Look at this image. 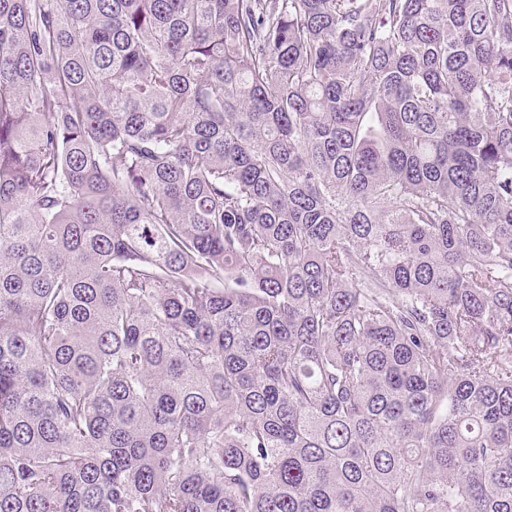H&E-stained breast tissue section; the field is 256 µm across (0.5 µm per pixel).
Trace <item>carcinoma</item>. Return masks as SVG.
I'll return each mask as SVG.
<instances>
[{
	"label": "carcinoma",
	"instance_id": "carcinoma-1",
	"mask_svg": "<svg viewBox=\"0 0 512 512\" xmlns=\"http://www.w3.org/2000/svg\"><path fill=\"white\" fill-rule=\"evenodd\" d=\"M0 512H512V0H0Z\"/></svg>",
	"mask_w": 512,
	"mask_h": 512
}]
</instances>
